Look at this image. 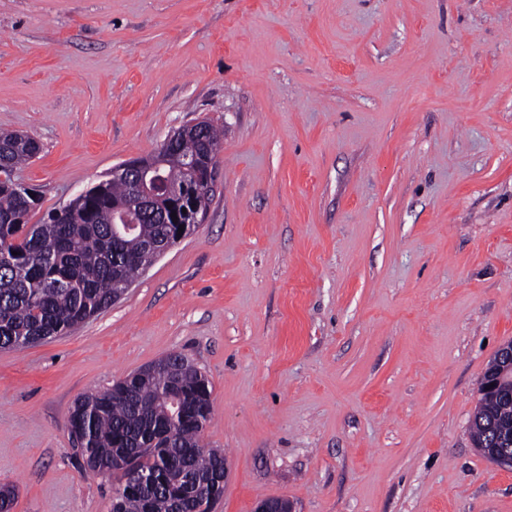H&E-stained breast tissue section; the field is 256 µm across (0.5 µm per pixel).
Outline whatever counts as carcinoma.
Segmentation results:
<instances>
[{
	"mask_svg": "<svg viewBox=\"0 0 512 512\" xmlns=\"http://www.w3.org/2000/svg\"><path fill=\"white\" fill-rule=\"evenodd\" d=\"M40 150L32 138L0 131V349H22L61 336L112 305L120 283L137 276L146 247L175 230L161 223L166 208L136 225L130 233L113 231L112 211L132 196L126 181H101L83 191L41 224L28 223L36 206L32 190L17 183V171ZM220 152L212 124L205 131L170 142L161 174L179 184H197L200 177L184 167L183 158L205 161ZM188 360L171 354L158 367L133 373L101 393L78 398L69 428L88 468L112 465V456L128 454L136 467L155 475L148 490H124L119 512H209L211 499L194 493L210 486L224 472V454L201 449L202 421L209 412L212 390L204 375L190 371ZM181 388V412L167 418L169 387ZM512 424V402L483 392L470 420L475 448L491 447L486 425Z\"/></svg>",
	"mask_w": 512,
	"mask_h": 512,
	"instance_id": "cac0c4a2",
	"label": "carcinoma"
}]
</instances>
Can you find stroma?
<instances>
[{
    "label": "stroma",
    "mask_w": 512,
    "mask_h": 512,
    "mask_svg": "<svg viewBox=\"0 0 512 512\" xmlns=\"http://www.w3.org/2000/svg\"><path fill=\"white\" fill-rule=\"evenodd\" d=\"M198 120L223 132L204 223L0 350L12 512H112L70 410L174 352L212 386L215 512H512L470 433L512 340V0H0L29 223Z\"/></svg>",
    "instance_id": "stroma-1"
}]
</instances>
